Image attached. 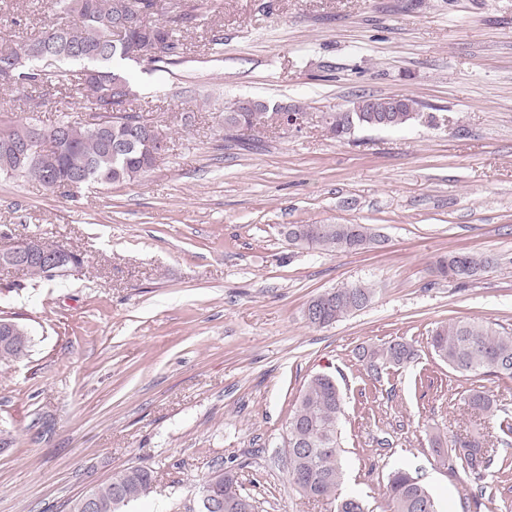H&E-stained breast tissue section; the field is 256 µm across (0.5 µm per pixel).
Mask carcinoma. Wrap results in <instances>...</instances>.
<instances>
[{"mask_svg": "<svg viewBox=\"0 0 512 512\" xmlns=\"http://www.w3.org/2000/svg\"><path fill=\"white\" fill-rule=\"evenodd\" d=\"M68 0H51L50 7L65 14L68 21L52 23L32 39L0 47V69L21 66L13 82H0V89L26 94L30 88L51 87L66 90L80 108L98 112L108 119L102 135L88 133L83 120L64 113L50 125L32 114L16 120L0 113V135L20 134L30 127L43 132L41 153L19 160L0 152V176L34 179L41 185L60 183L63 189L105 187L138 181L153 167L155 144L132 119L137 117L131 105L137 98L129 77L117 68L121 61L147 63L162 68L178 64L187 52L181 32L196 20L197 6L188 0L186 9L172 10L174 0H83L77 9L65 10ZM133 3L147 16L161 20L152 27L112 34L103 39L108 28L120 20L119 8ZM90 64L96 74L86 76L80 68ZM124 86V100L113 106L112 82ZM285 107L261 103L252 112L237 111V100L224 105V125L228 131L258 132L275 123V116ZM368 112H329L325 128L343 139L360 127L369 126ZM285 236L291 245H304L330 253L357 251L374 241L375 233L366 224H294ZM495 264L491 254L456 251L438 260L431 273L437 277L470 280ZM334 301H324V294L312 298L307 307L321 310L320 319L308 323L325 327L367 307L374 289L355 283L332 289ZM12 317L0 315V362L18 361L29 356L32 338L25 327L9 328L3 322ZM430 347L438 359L461 375L491 374L512 378V334H501L490 325L476 320H458L442 324L433 331ZM414 358L413 346L407 341L392 340L379 346H361L357 359L369 377L377 380L383 371L400 367ZM461 408L482 417L497 411L484 393L470 390ZM343 414L342 396L336 381L317 374L305 385L297 406L288 421V476L305 496L335 504L336 512H365L357 497L336 498L341 482L338 422ZM431 451L448 465L452 474L463 471L485 492V479L492 469L506 472L512 463L496 457L495 444L477 434L457 438L447 445L437 439ZM153 471L131 467L113 475L93 488L94 512H117L119 506L147 495L153 486ZM202 512H255L253 499L238 490L236 475L214 465L212 473L200 486ZM387 512H437L433 494L419 477L402 469L386 476Z\"/></svg>", "mask_w": 512, "mask_h": 512, "instance_id": "cac0c4a2", "label": "carcinoma"}]
</instances>
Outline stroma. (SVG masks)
Returning <instances> with one entry per match:
<instances>
[{
    "label": "stroma",
    "mask_w": 512,
    "mask_h": 512,
    "mask_svg": "<svg viewBox=\"0 0 512 512\" xmlns=\"http://www.w3.org/2000/svg\"><path fill=\"white\" fill-rule=\"evenodd\" d=\"M183 62L120 68L144 122L172 130L140 181L72 191L0 177V250L38 235L83 263L53 281L0 268V314L17 316L30 356L0 369V512H70L77 498L135 466L152 492L120 512H200L215 462L238 475L258 512H333L288 479L286 426L304 384L340 388L338 495L383 512L402 468L440 512H512V472L487 479L485 506L431 439L462 438L475 389L512 416V379L460 375L433 355V330L475 318L512 334V0H196ZM49 0H0V46L37 36ZM407 95L423 116L333 139L321 122L362 95ZM298 106L302 133L224 128V103ZM69 99L0 89L15 118L44 123ZM291 224H366L351 253L291 246ZM486 252L466 283L433 276L437 258ZM371 284L370 305L325 328L307 302ZM404 339L405 366L370 380L358 347Z\"/></svg>",
    "instance_id": "35a3bbf8"
}]
</instances>
